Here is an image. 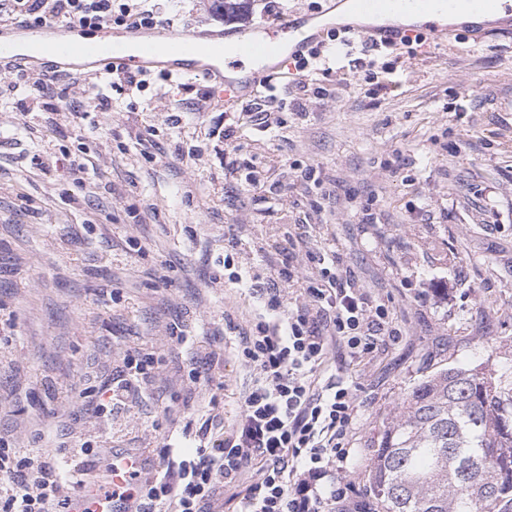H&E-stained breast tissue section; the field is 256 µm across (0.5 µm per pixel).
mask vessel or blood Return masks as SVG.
Here are the masks:
<instances>
[{"label": "vessel or blood", "instance_id": "vessel-or-blood-1", "mask_svg": "<svg viewBox=\"0 0 512 512\" xmlns=\"http://www.w3.org/2000/svg\"><path fill=\"white\" fill-rule=\"evenodd\" d=\"M444 2L448 11L484 13L497 0H349L353 13L361 17L385 15H432L436 2ZM25 25L15 23L0 30V66L36 64L47 73L60 76L94 77L111 68L146 71L158 68L182 76L203 75L222 83L226 103L244 100L252 86L274 77L288 63L321 41L322 29L307 20L286 18L267 21L248 28L216 33L188 25L166 31L129 28L120 31L104 28L97 38H87L80 26L65 30L42 27L45 41L39 57L17 52L9 38L25 33ZM413 29L404 25H378L358 28L362 37L377 42L397 43ZM254 59L260 66L247 78L237 75L244 60ZM142 455L125 452L113 455V485H125L132 475L142 474ZM132 504L104 497L95 485H85L71 499L69 512H131Z\"/></svg>", "mask_w": 512, "mask_h": 512}]
</instances>
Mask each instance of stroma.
I'll list each match as a JSON object with an SVG mask.
<instances>
[{"instance_id":"35a3bbf8","label":"stroma","mask_w":512,"mask_h":512,"mask_svg":"<svg viewBox=\"0 0 512 512\" xmlns=\"http://www.w3.org/2000/svg\"><path fill=\"white\" fill-rule=\"evenodd\" d=\"M267 6L250 0L225 20L213 0L165 4L175 26L212 31L266 21ZM324 46L328 73L291 69L257 85L258 99L284 97L303 78L327 90L308 96L304 113L281 112L273 130L226 109L202 77L149 73L141 92L113 95L102 112L87 101L92 81L32 100L0 74L1 441L49 455L86 444L69 467L92 484L105 479L109 451L143 452L153 468L163 444L194 452L185 424L232 425L251 383L234 355L259 307L245 278L296 235L308 246L293 258L302 278L314 274L308 251H335L402 331L362 362L335 358L360 403L349 438L356 485L418 381L512 366V34L463 33L379 55L389 88L377 96L349 63L361 42ZM225 128L231 138L219 137ZM178 142L190 156L175 157ZM235 147L243 163L228 176L224 155ZM78 158L88 165L81 185L69 172ZM308 165L334 192L317 214L316 188L293 181V168ZM352 189L372 198L373 223ZM175 327L188 338L180 349L170 345ZM215 347L223 367L209 385L193 382L192 358ZM134 349L161 359L146 399L94 411L79 391L111 380Z\"/></svg>"}]
</instances>
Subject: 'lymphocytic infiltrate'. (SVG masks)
I'll list each match as a JSON object with an SVG mask.
<instances>
[{"instance_id":"1","label":"lymphocytic infiltrate","mask_w":512,"mask_h":512,"mask_svg":"<svg viewBox=\"0 0 512 512\" xmlns=\"http://www.w3.org/2000/svg\"><path fill=\"white\" fill-rule=\"evenodd\" d=\"M63 19L90 29L167 23L140 0H0V23L50 25ZM311 260L317 276L305 290L306 303L296 308L285 302L294 272L268 264L260 291L264 311L240 332L236 346L255 377L235 421L220 433L204 422L192 455L177 457L161 448L152 479L138 490H119L133 499L136 512H218L225 494L235 512H329L339 502L357 503L348 472L357 395L330 375V360L338 350L363 360L399 341L400 332L388 305L344 276L335 254ZM156 365L153 354L126 353L109 404L124 407L143 396ZM72 454L63 446L52 457L34 449L23 453L0 442V512H68L61 489Z\"/></svg>"}]
</instances>
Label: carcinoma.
I'll list each match as a JSON object with an SVG mask.
<instances>
[{"label": "carcinoma", "mask_w": 512, "mask_h": 512, "mask_svg": "<svg viewBox=\"0 0 512 512\" xmlns=\"http://www.w3.org/2000/svg\"><path fill=\"white\" fill-rule=\"evenodd\" d=\"M357 512H512V372L449 368L412 387Z\"/></svg>", "instance_id": "1"}]
</instances>
